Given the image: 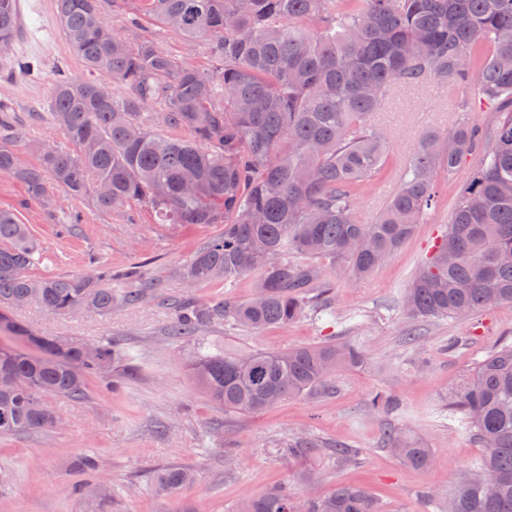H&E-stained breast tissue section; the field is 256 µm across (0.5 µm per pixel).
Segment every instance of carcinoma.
<instances>
[{
	"label": "carcinoma",
	"mask_w": 512,
	"mask_h": 512,
	"mask_svg": "<svg viewBox=\"0 0 512 512\" xmlns=\"http://www.w3.org/2000/svg\"><path fill=\"white\" fill-rule=\"evenodd\" d=\"M116 0H56L57 23L92 74L62 68L49 84L52 123L71 146L40 150L24 163L17 126L0 113V175L24 185L47 206L51 189L91 196L103 211L138 204L158 224H222L174 271L195 285L229 284L256 274L243 301L195 303L175 311L166 335L188 347L187 367L226 413L260 414L285 400L332 388L336 371L363 361L351 342L326 339L283 350L213 352L206 330H250L320 319L332 304L331 273L365 277L422 223L438 173L484 144L480 166L457 198L448 231L402 296L414 322L457 320L512 306V0H130L135 9L181 35L207 43L211 68L178 62L155 41L116 32L106 7ZM19 0H0V57L21 36ZM33 58H13L21 78L40 74ZM477 76L500 120L490 133L462 124L424 137L397 191L370 223L357 214L358 191L386 162L387 137L371 121L393 86L427 81L463 91ZM183 130L187 138L162 133ZM41 258L29 227L0 209V318L18 347L0 345V438L46 432L59 418L56 399L80 403L89 381L112 389V372L133 375V357L118 338L89 345L43 336L10 317L26 300L51 315L94 311L108 316L143 303L153 291L141 266L120 274L97 261L94 273L34 277ZM376 414L395 399L372 397ZM483 456L458 472L447 506L436 512H512V343L478 361L449 401ZM386 447L426 470L431 450L395 423ZM312 438L290 440L281 453L307 457ZM157 493L176 497L189 470L152 472ZM235 512H382L361 486L327 497L297 495L288 485L243 499Z\"/></svg>",
	"instance_id": "cac0c4a2"
}]
</instances>
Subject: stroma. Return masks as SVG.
<instances>
[{"label": "stroma", "mask_w": 512, "mask_h": 512, "mask_svg": "<svg viewBox=\"0 0 512 512\" xmlns=\"http://www.w3.org/2000/svg\"><path fill=\"white\" fill-rule=\"evenodd\" d=\"M21 18L24 34L13 54L40 60L43 69L38 77L23 79L0 65V108L21 128L17 148L34 165L41 147H68L47 114L54 68L79 79L87 72L57 25L55 0H21ZM141 33L176 59L201 68L210 64L205 42L190 52L180 36L151 23H144ZM497 118L494 105L474 86L464 98L429 86L385 94L374 119L388 134L387 162L358 195L359 217L369 222L377 216L426 134L463 123L489 131ZM479 165V155H466L452 175L437 176L434 202L422 224L383 265L363 278L336 274L334 315L320 321L306 316L259 331L208 330L214 348L233 353L293 348L330 337L354 341L363 350L359 366L336 373L333 392L290 399L260 415L227 414L211 402L185 368L184 346L166 334L175 305L252 296L249 275L228 287L220 282L193 287L173 276L176 267L223 232V225L159 224L150 211L133 204L102 211L60 187L53 188L54 206L47 209L30 200L20 183L0 176V208L16 210L43 254L32 276L88 274L96 258L116 271L141 264L147 280L159 286L155 297L109 316L91 311L50 316L33 305L13 310L16 321L45 336L91 344L122 339L136 376L110 391L91 380L85 401H55L60 419L55 429L0 439V471L11 476L9 484L0 485V512H176L179 500L157 496L150 480L154 469L169 464L194 471L196 483L182 494L194 512H233L240 500L284 483L299 494H328L336 486L356 484L368 489L384 512H427L423 493L446 496L451 474L483 454L449 414L448 401L477 360L503 339L512 340L511 307L421 323L416 344L403 339L407 321L401 294L440 243L455 201ZM75 212L80 223H66ZM419 357L427 358V368L414 367ZM377 393L398 400L395 419L430 448V469H415L385 450L384 423L367 409ZM298 436L318 440L317 452L302 459L282 457L280 443ZM339 445L358 449V457H330V448ZM81 454L97 458L96 479L107 496L75 491L81 475L73 463Z\"/></svg>", "instance_id": "stroma-1"}]
</instances>
